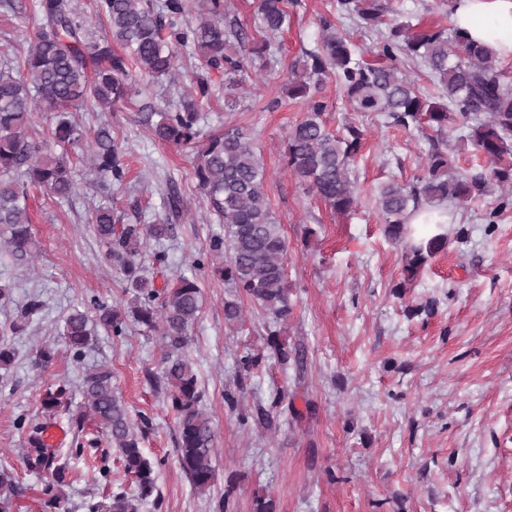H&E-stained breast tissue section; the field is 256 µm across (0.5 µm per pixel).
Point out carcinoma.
<instances>
[{"label": "carcinoma", "instance_id": "cac0c4a2", "mask_svg": "<svg viewBox=\"0 0 512 512\" xmlns=\"http://www.w3.org/2000/svg\"><path fill=\"white\" fill-rule=\"evenodd\" d=\"M190 19L188 0H96V14L107 21V30L95 36L89 21L79 16L70 0H38L42 17L24 59L15 67H0V239L17 261L30 257L32 217L27 205L33 187L45 189L59 201L75 191L72 156L87 155L92 172L105 185L122 183L126 168L121 145L112 135V124H99L85 134L73 120L88 106L110 112L156 80L174 79L178 52L198 56L202 67L224 76L214 84L200 78L167 112L151 123L155 140L194 153L193 177L217 221L224 225V240L215 239L212 250L227 245L229 255L221 274L233 288L224 298V323L242 322L240 298L258 304L267 318L268 354L248 353L239 359L249 373L274 359L286 367L302 366L297 349L280 339L282 326L292 312L285 267L288 241L282 225L271 212L265 192L266 172L249 128L224 127V131L198 144L202 112L219 93L230 110L238 104V89L248 64L232 52V41L246 44L250 34L226 20L224 0H196ZM260 28L276 34L288 27V0H259ZM337 14L364 29L385 26L377 42L382 64L368 63L357 47L321 22L317 46L306 52L301 72H292L288 94L306 103L305 116L288 130L283 141L285 164L300 186L332 210L344 214L354 209L358 194L351 179V164L364 140L355 124L334 134L326 126L327 108L320 97L326 81L333 79L350 110L377 112L388 123L403 128L425 125L442 133L449 125L467 130L464 138L489 162L487 171L467 177L452 169V158L432 149L423 173L408 183L390 181L377 190L376 204L386 236L403 241L409 218L420 209L448 215L447 203L470 200L492 183L512 187V87L503 81L500 59L488 46L468 40L455 24L432 31H417L400 20L384 0H336ZM392 18L385 19V14ZM401 57L421 61L446 102L422 97L414 82L398 66ZM53 113L49 134L31 130L32 113ZM186 203L177 188L163 198L164 215L149 224H125L112 206L93 212L92 229L105 247L104 259L124 275L129 308L121 311L97 299L92 310L73 309L65 318L61 336L80 357L100 329L123 336L132 322L143 332H158L165 353L159 382L167 405L177 415V448L180 466L195 490L207 491L214 483V432L202 409L204 392L194 364L184 355L189 332L196 322L202 292L194 278L156 283L143 264V251L151 239L168 236L169 219L183 212ZM447 245V237L433 235L410 246L405 253L408 278ZM82 393L89 415L99 420L118 450L126 474L133 477L136 494L112 493L107 505L88 504V512H138L139 505L157 491L154 467L141 443L150 428L148 419L131 421L113 384L112 370L98 366L82 379ZM66 384L46 390L43 412L51 416L69 400ZM44 423H29L24 467L40 473L50 470L47 491L70 480L66 464L58 461L47 441ZM18 496L15 477L0 470V512H14Z\"/></svg>", "mask_w": 512, "mask_h": 512}]
</instances>
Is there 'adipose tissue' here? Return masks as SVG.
Instances as JSON below:
<instances>
[{
    "instance_id": "ef3b65f1",
    "label": "adipose tissue",
    "mask_w": 512,
    "mask_h": 512,
    "mask_svg": "<svg viewBox=\"0 0 512 512\" xmlns=\"http://www.w3.org/2000/svg\"><path fill=\"white\" fill-rule=\"evenodd\" d=\"M454 20L467 37L512 58V0H453Z\"/></svg>"
}]
</instances>
